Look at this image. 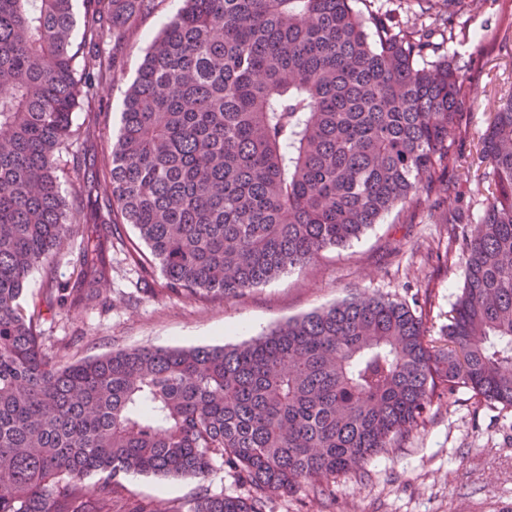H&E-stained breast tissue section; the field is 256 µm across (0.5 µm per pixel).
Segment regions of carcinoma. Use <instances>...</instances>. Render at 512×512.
I'll list each match as a JSON object with an SVG mask.
<instances>
[{
  "label": "carcinoma",
  "instance_id": "carcinoma-1",
  "mask_svg": "<svg viewBox=\"0 0 512 512\" xmlns=\"http://www.w3.org/2000/svg\"><path fill=\"white\" fill-rule=\"evenodd\" d=\"M125 95L102 202L57 172L72 115L115 76L125 27L155 0H0V512H112L128 474L201 478L215 458L245 497L182 512H267L270 496L397 448L441 387L512 406V95L482 138L491 192L462 236L448 350L407 307L350 299L234 347H139L59 365L43 310L96 299L107 222L132 224L164 291L236 296L345 246L428 192L461 137L458 68L427 60L353 0H182ZM78 237L80 276L26 310L32 271ZM97 478L94 494L81 480Z\"/></svg>",
  "mask_w": 512,
  "mask_h": 512
}]
</instances>
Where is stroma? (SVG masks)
<instances>
[{"label": "stroma", "mask_w": 512, "mask_h": 512, "mask_svg": "<svg viewBox=\"0 0 512 512\" xmlns=\"http://www.w3.org/2000/svg\"><path fill=\"white\" fill-rule=\"evenodd\" d=\"M181 0H156L125 33L121 72L104 80L91 106L73 115L77 143L97 166L111 163L125 93L163 22ZM388 24L411 29L422 22L439 54L453 56L467 79L460 108L462 135L454 160L419 203L397 208L350 245L331 248L302 268L283 273L242 295L201 301L166 295L159 269H143L128 258L137 242L133 225H119L106 244L108 279L103 300L70 303L40 325L44 353L60 364L118 349L150 346L191 348L250 341L288 320L361 297L405 304L421 319L427 342L441 345L461 293L464 268L448 253L452 233L447 213L464 210L477 221L490 191L478 157L481 137L501 97L512 92V0H481L453 14L423 13L417 0H357ZM79 238L65 240L36 268L22 305L41 299L48 276L75 280ZM246 496L247 489L221 461L198 479L130 475L122 480L113 512L128 503L150 512H176L200 492ZM269 512H512V407L478 398L466 385L442 391L424 424L400 447L367 459L342 474L326 494L299 488L273 496Z\"/></svg>", "instance_id": "1"}]
</instances>
